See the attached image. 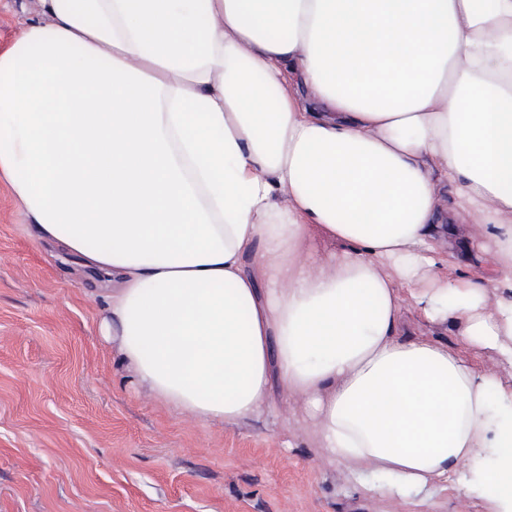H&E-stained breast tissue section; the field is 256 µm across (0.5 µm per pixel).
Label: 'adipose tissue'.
I'll list each match as a JSON object with an SVG mask.
<instances>
[{"label":"adipose tissue","instance_id":"obj_1","mask_svg":"<svg viewBox=\"0 0 512 512\" xmlns=\"http://www.w3.org/2000/svg\"><path fill=\"white\" fill-rule=\"evenodd\" d=\"M0 54V177L96 272L136 385L202 423L303 399L364 496L512 512V0H41ZM494 286L452 276L441 183ZM323 238L340 253L318 260ZM461 350L402 337L406 303ZM468 356L478 368L497 373L505 380L511 379L512 368L506 364H500L493 352L476 348L470 349ZM460 484V485H458ZM447 493L439 499L440 506L433 509L437 512H482L483 501L466 482H457L455 477L448 480Z\"/></svg>","mask_w":512,"mask_h":512}]
</instances>
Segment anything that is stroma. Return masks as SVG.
<instances>
[{
    "instance_id": "obj_1",
    "label": "stroma",
    "mask_w": 512,
    "mask_h": 512,
    "mask_svg": "<svg viewBox=\"0 0 512 512\" xmlns=\"http://www.w3.org/2000/svg\"><path fill=\"white\" fill-rule=\"evenodd\" d=\"M40 0H0V53ZM455 212L459 274L493 280L499 255ZM0 179V512H402L347 491L301 400L283 418L205 425L146 397L99 333L102 285L77 258L32 238Z\"/></svg>"
}]
</instances>
